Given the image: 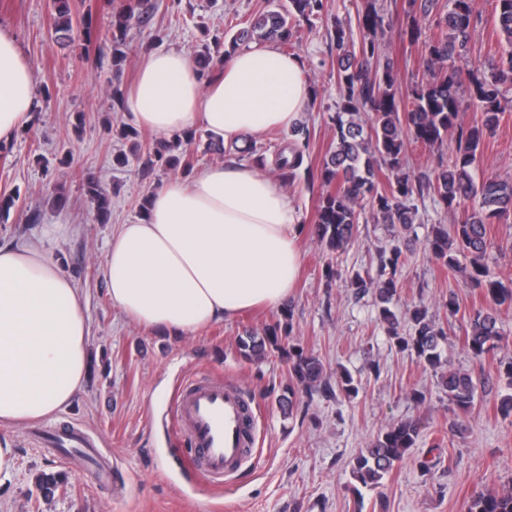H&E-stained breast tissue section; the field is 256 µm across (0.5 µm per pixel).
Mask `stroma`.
Listing matches in <instances>:
<instances>
[{
  "instance_id": "35a3bbf8",
  "label": "stroma",
  "mask_w": 512,
  "mask_h": 512,
  "mask_svg": "<svg viewBox=\"0 0 512 512\" xmlns=\"http://www.w3.org/2000/svg\"><path fill=\"white\" fill-rule=\"evenodd\" d=\"M362 0H323L319 18L298 27L295 55L314 89V103L300 114L309 127L305 163L318 168L332 141L330 121L338 90L329 61L336 46L327 31L342 24L353 44L363 38ZM405 0H376L389 23L383 41L398 60L401 88L427 71L425 41L438 37L436 21L448 0H436L430 15L408 26ZM146 12L128 31L121 72L112 68V0H70L74 20L87 34L74 38L53 30L52 0H0V29L12 34L40 83L41 97L29 124L0 145V242H34L51 249L62 270L74 278L90 328L89 375L74 403L54 418L61 429L79 427L100 450L105 469L92 479L84 459L40 446L34 424L0 427V444L13 450L0 472V512H466L480 491L512 485V421L496 410L512 393L500 377V363L512 360V305L500 307L503 338L484 359L464 345L470 315L486 307L482 289L464 273L439 267L426 241L433 225L457 223L461 212L444 210L432 196L416 198L418 219L410 230L397 224L363 222L355 242L328 258L312 233L320 184L306 178L288 187L299 217L301 268L288 298L293 342L318 356L329 388L297 393L292 415L278 400L290 381L285 359L250 363L240 358L244 330H262L276 309H255L213 323L195 336L172 340L136 326L113 306L103 277L107 244L117 225L141 215L150 192L174 178L155 167L142 172L137 161L117 164L134 139L152 138L129 123L114 90L131 86L150 54L179 49L196 55L214 36L248 26L267 0H144ZM478 23L468 65L491 67L502 52L493 24V0H476ZM499 127L486 140L478 177L512 180V85ZM110 200L100 218L91 183ZM399 245L398 295L392 306L400 333H408L407 311L424 306L439 317L448 340L445 354L472 375L474 406L458 418L433 370L390 340L378 319L372 293L350 286L355 273H376L380 251ZM485 262L493 279L512 286V217L494 221ZM334 278H327V268ZM455 295L460 310L442 303ZM359 383L346 395L342 372ZM195 378L229 381L260 412L252 452L241 470L218 483L190 465L171 423L178 390ZM423 400H416L414 392ZM410 420L420 436L376 489H356L352 461L388 424ZM466 431L457 434V422ZM59 471L67 483L51 504L35 485L41 471Z\"/></svg>"
}]
</instances>
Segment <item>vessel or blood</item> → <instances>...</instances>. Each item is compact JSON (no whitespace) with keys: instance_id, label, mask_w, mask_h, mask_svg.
Wrapping results in <instances>:
<instances>
[{"instance_id":"b4317fda","label":"vessel or blood","mask_w":512,"mask_h":512,"mask_svg":"<svg viewBox=\"0 0 512 512\" xmlns=\"http://www.w3.org/2000/svg\"><path fill=\"white\" fill-rule=\"evenodd\" d=\"M173 422L195 468L207 479L220 482L242 467L247 457L246 435L255 429V412L236 388L198 379L181 389Z\"/></svg>"}]
</instances>
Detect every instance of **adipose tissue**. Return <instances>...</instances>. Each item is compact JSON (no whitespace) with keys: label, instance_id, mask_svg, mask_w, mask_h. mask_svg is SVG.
<instances>
[{"label":"adipose tissue","instance_id":"adipose-tissue-1","mask_svg":"<svg viewBox=\"0 0 512 512\" xmlns=\"http://www.w3.org/2000/svg\"><path fill=\"white\" fill-rule=\"evenodd\" d=\"M41 93L15 38L0 30V141L31 118ZM313 90L302 61L271 46L228 57L202 83L184 51L151 54L124 97L126 117L164 134L205 129L214 143L290 128ZM298 215L276 178L249 164L208 165L149 194L136 223L109 241L107 293L128 320L172 338L256 307H283L301 255ZM89 325L75 282L34 244H0V426L67 408L88 372Z\"/></svg>","mask_w":512,"mask_h":512}]
</instances>
